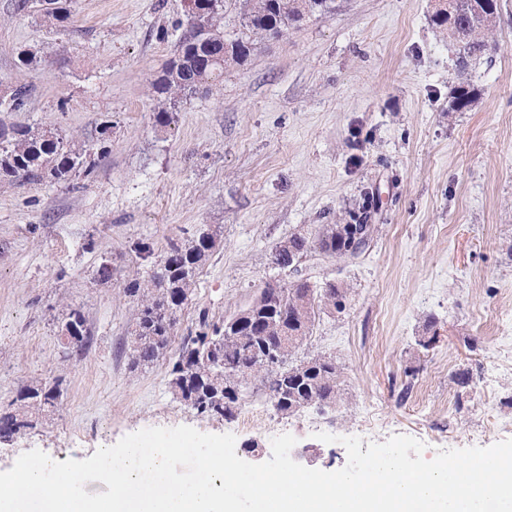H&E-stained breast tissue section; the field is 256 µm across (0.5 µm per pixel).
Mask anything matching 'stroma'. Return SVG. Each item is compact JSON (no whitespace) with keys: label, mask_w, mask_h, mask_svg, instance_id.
<instances>
[{"label":"stroma","mask_w":512,"mask_h":512,"mask_svg":"<svg viewBox=\"0 0 512 512\" xmlns=\"http://www.w3.org/2000/svg\"><path fill=\"white\" fill-rule=\"evenodd\" d=\"M14 4L0 0V97L22 86L29 96L6 120L54 126L95 163L61 183H0V408L32 383L57 378L62 389L49 420L0 440V472L33 449L83 460L180 425L256 442L265 460L279 430L313 446L314 468L328 472L347 463L339 437L364 428L377 443L412 436L429 460L452 439L469 447L479 429L483 447L512 439V0H500L494 48L464 75L430 21L433 0H337L257 39L165 127L151 84L175 52L183 0H73L62 24ZM22 49L36 68L18 66ZM463 80L474 101L449 111ZM365 207L377 231L363 254L314 251L300 263L303 277L348 290L302 350L343 363L347 417L278 414L254 390L222 420L172 395L169 370L200 312L220 323L272 281L288 284L279 243ZM205 228L218 238L168 349L131 369L127 287ZM72 309L90 345L69 356L58 322ZM259 408L268 421L247 422Z\"/></svg>","instance_id":"35a3bbf8"}]
</instances>
